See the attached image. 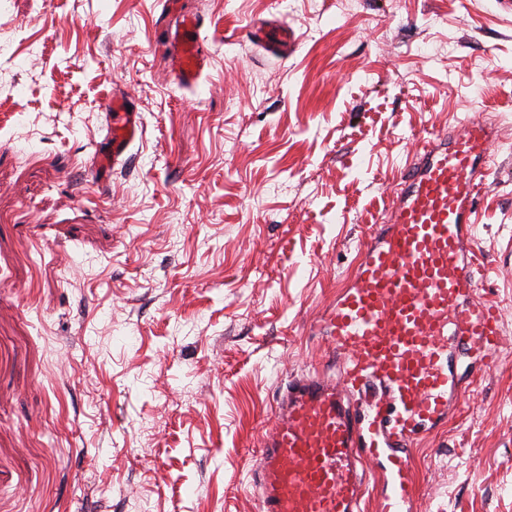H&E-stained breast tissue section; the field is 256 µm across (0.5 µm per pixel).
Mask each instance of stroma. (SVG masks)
Here are the masks:
<instances>
[{"mask_svg": "<svg viewBox=\"0 0 512 512\" xmlns=\"http://www.w3.org/2000/svg\"><path fill=\"white\" fill-rule=\"evenodd\" d=\"M0 0V512H258L280 382L428 133L494 116L481 289L503 346L413 461L412 512H512V12L499 0ZM300 41L274 55L252 22ZM144 133L86 171L102 102ZM200 27L197 17L184 15L167 38L172 67L185 85L196 83L209 60L207 40L202 37Z\"/></svg>", "mask_w": 512, "mask_h": 512, "instance_id": "35a3bbf8", "label": "stroma"}]
</instances>
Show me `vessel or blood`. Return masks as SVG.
I'll use <instances>...</instances> for the list:
<instances>
[{"label": "vessel or blood", "instance_id": "b4317fda", "mask_svg": "<svg viewBox=\"0 0 512 512\" xmlns=\"http://www.w3.org/2000/svg\"><path fill=\"white\" fill-rule=\"evenodd\" d=\"M167 47L178 79L196 83L209 60L199 19L183 16ZM127 106L121 95L103 102L109 147L92 178L112 172L143 133ZM497 138L488 121L467 119L404 167L348 287L318 321L335 375L290 379L263 435L252 473L259 512H361L364 462L384 475L381 512H410L415 438L447 421L502 347L499 308L481 296L483 269L471 257Z\"/></svg>", "mask_w": 512, "mask_h": 512}]
</instances>
